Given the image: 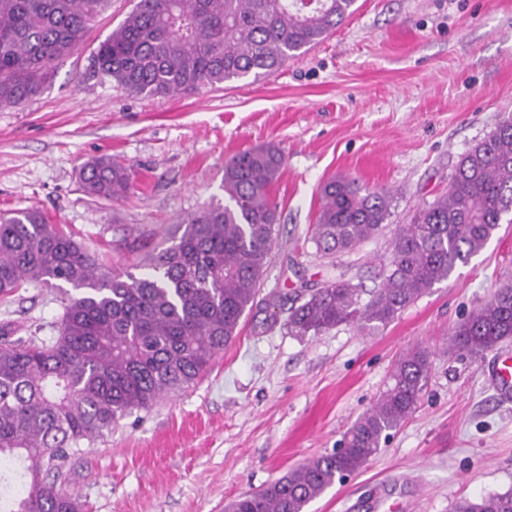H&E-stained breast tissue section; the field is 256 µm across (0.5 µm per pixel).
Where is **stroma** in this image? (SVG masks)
I'll return each instance as SVG.
<instances>
[{
    "label": "stroma",
    "mask_w": 512,
    "mask_h": 512,
    "mask_svg": "<svg viewBox=\"0 0 512 512\" xmlns=\"http://www.w3.org/2000/svg\"><path fill=\"white\" fill-rule=\"evenodd\" d=\"M137 3L108 0L40 95L0 106V211L41 210L129 270L182 216L223 202L225 163L272 144L284 155L272 188L281 218L260 292L207 374L66 462L63 487L81 512H226L337 448L416 347L432 352L416 411L307 512H453L512 489V400L494 376L512 340L478 359L448 348L454 327L512 279V224L387 326L299 337L285 325L328 280L373 288L393 226L444 193L460 154L512 113V0H356L278 72L166 97L131 94L94 68L95 49ZM104 154L135 173L125 200L79 185L82 164ZM338 175L395 201L382 234L325 258L310 226ZM62 312L54 288L0 296V326L22 338L57 335Z\"/></svg>",
    "instance_id": "1"
}]
</instances>
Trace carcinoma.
<instances>
[{
  "mask_svg": "<svg viewBox=\"0 0 512 512\" xmlns=\"http://www.w3.org/2000/svg\"><path fill=\"white\" fill-rule=\"evenodd\" d=\"M105 0H0V106L39 95L54 62L83 42ZM356 0H139L94 55L98 74L145 97L187 94L249 75H271L319 43ZM284 163L259 146L224 165V203L182 218L181 235L144 259L146 272L115 271L36 209L0 213V294L25 285L70 286L56 339H11L0 328V468L24 465L30 489L0 485V512H80L62 488L63 468L82 445L122 418L201 378L238 335L261 286L279 206L272 196ZM92 197L120 201L134 189L131 167L110 156L81 166ZM310 240L325 256L377 237L391 216L387 191L346 177L321 190ZM512 224V113L454 165L448 191L417 207L395 229L381 281L366 294L340 277L288 309L293 336L339 325L373 330L391 323L429 288L448 280ZM512 338V284L455 329L451 346L479 358ZM430 352L395 364L376 403L331 453L313 458L232 512H305L337 481L377 454L416 410ZM455 512H512V490L465 498Z\"/></svg>",
  "mask_w": 512,
  "mask_h": 512,
  "instance_id": "obj_1",
  "label": "carcinoma"
}]
</instances>
